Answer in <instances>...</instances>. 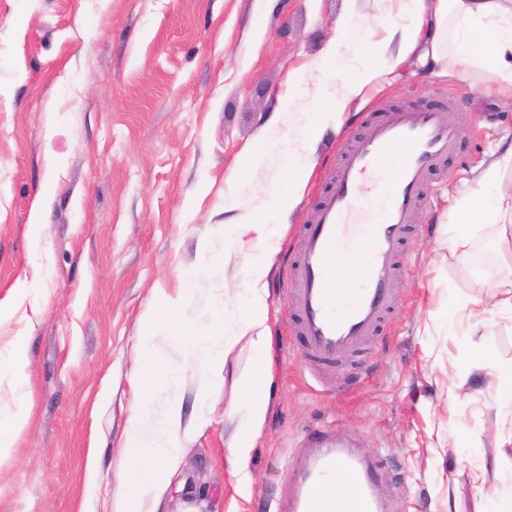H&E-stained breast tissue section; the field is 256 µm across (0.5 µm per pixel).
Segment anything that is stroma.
Returning a JSON list of instances; mask_svg holds the SVG:
<instances>
[{
  "mask_svg": "<svg viewBox=\"0 0 512 512\" xmlns=\"http://www.w3.org/2000/svg\"><path fill=\"white\" fill-rule=\"evenodd\" d=\"M257 0H0V301L18 281L47 270L40 317L0 325V352L18 330L28 342L33 409L13 452L0 459V512H112L121 475L118 451L132 406L160 422L171 401L190 431L185 468L160 512H274L293 498L311 450L308 434L333 429L378 465L382 512H507L512 504L477 495L483 460L497 459L496 485L512 492V445L501 443L512 405L493 385L492 365L512 363V317L468 334L457 308L489 288L512 290V234L473 223L467 254L449 249L457 201L512 136V101L485 91L477 70L443 76L407 63L354 101L323 132L306 190L282 219L266 276L273 382L266 423L252 451L255 483L241 493L230 462L231 407L252 370L248 338L227 354L207 393L179 343L158 328L154 347L165 385L130 382L143 314L155 289L191 291L184 321L204 324L217 305L228 328L249 269L246 248L224 254L216 225L239 159L260 148L270 127L302 125L319 96L295 92L293 69L333 54L340 81L370 65L355 39L336 40L351 19L372 39L386 37L395 0H269L263 28ZM447 104L462 130L448 176L419 208L411 264L396 284L397 305L357 367L310 373L296 350L293 305L282 272L299 225L307 223L340 152L354 147L369 115ZM285 178L267 156L240 188L251 210L267 205ZM46 202L40 231L30 226ZM211 238L208 256L201 239ZM493 361L479 360L476 345Z\"/></svg>",
  "mask_w": 512,
  "mask_h": 512,
  "instance_id": "stroma-1",
  "label": "stroma"
}]
</instances>
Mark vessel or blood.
<instances>
[{"instance_id":"1","label":"vessel or blood","mask_w":512,"mask_h":512,"mask_svg":"<svg viewBox=\"0 0 512 512\" xmlns=\"http://www.w3.org/2000/svg\"><path fill=\"white\" fill-rule=\"evenodd\" d=\"M445 109L426 106L414 113L391 108L367 120L361 140L343 153L302 225L287 275V292L299 313L296 345L308 368L333 371L361 355L379 336L396 308L393 283L407 266L406 248L415 232L414 214L461 141ZM384 175L374 194L361 186L365 174ZM358 252L365 271L350 288L336 285V257ZM312 468L296 496L276 512H377L370 465L330 430L310 435ZM349 475L353 494L338 509L325 487L337 473Z\"/></svg>"}]
</instances>
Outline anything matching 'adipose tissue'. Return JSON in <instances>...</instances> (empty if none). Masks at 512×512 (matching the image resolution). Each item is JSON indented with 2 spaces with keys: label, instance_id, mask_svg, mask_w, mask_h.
Segmentation results:
<instances>
[{
  "label": "adipose tissue",
  "instance_id": "ef3b65f1",
  "mask_svg": "<svg viewBox=\"0 0 512 512\" xmlns=\"http://www.w3.org/2000/svg\"><path fill=\"white\" fill-rule=\"evenodd\" d=\"M405 11L393 23L388 37L381 42L364 39L366 53L374 66L363 70L359 78L345 84L333 109L312 112L308 123L289 135L285 166L288 177L283 187L270 197L260 213L243 212L235 187L250 170L260 164L264 152H250L238 162L230 177L231 187L224 197L225 210L235 212L225 223V241L239 243L244 231H255L265 251L251 260V274L241 296L243 315L240 323L250 332L253 374L242 389L240 406L231 412L235 430L230 446L234 473L243 491H250L254 477L249 467L251 452L260 436L268 412L271 377L269 373L270 333L265 316L269 290L265 276L279 235L280 218L291 212L301 198L313 168V148L331 124L332 114H343L348 105L363 97L382 74L399 69L407 61H416L431 71L443 72L448 57L483 70L488 75L489 94L512 100V0H404ZM512 166V142L506 143L499 157L478 175L476 186L456 206V221L469 224L479 220L496 223L512 218V192L501 188L502 172ZM180 296L157 289L154 302L143 315L145 331L137 346L132 369L133 384L161 386L167 369L153 346L154 330L167 322L173 337L188 354H195L200 343L214 346L201 358L205 380L219 376L224 369L225 348L233 338L227 333L222 312H214L207 325L183 322L179 316ZM190 429L181 402H172L159 425H149L143 408L132 407L124 431L120 466L128 477L112 491V512H159V506L176 477L183 441Z\"/></svg>",
  "mask_w": 512,
  "mask_h": 512
}]
</instances>
